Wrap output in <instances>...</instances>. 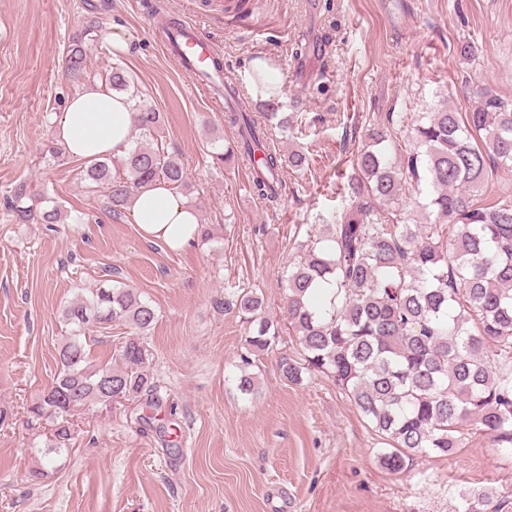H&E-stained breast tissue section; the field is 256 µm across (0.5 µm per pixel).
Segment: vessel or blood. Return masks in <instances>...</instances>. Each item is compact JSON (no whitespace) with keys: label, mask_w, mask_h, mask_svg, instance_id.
I'll return each mask as SVG.
<instances>
[{"label":"vessel or blood","mask_w":512,"mask_h":512,"mask_svg":"<svg viewBox=\"0 0 512 512\" xmlns=\"http://www.w3.org/2000/svg\"><path fill=\"white\" fill-rule=\"evenodd\" d=\"M162 47L178 68L207 86L211 92H218L222 72L210 40L196 26L191 25L184 32L164 36Z\"/></svg>","instance_id":"obj_1"}]
</instances>
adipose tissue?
I'll return each instance as SVG.
<instances>
[{
    "mask_svg": "<svg viewBox=\"0 0 512 512\" xmlns=\"http://www.w3.org/2000/svg\"><path fill=\"white\" fill-rule=\"evenodd\" d=\"M132 124L131 103L99 87L68 99L55 120L54 135L71 157L91 161L123 155ZM131 215L141 238L169 250L183 251L198 239L197 211L168 184L158 183L139 194Z\"/></svg>",
    "mask_w": 512,
    "mask_h": 512,
    "instance_id": "ef3b65f1",
    "label": "adipose tissue"
}]
</instances>
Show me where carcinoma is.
<instances>
[{
    "mask_svg": "<svg viewBox=\"0 0 512 512\" xmlns=\"http://www.w3.org/2000/svg\"><path fill=\"white\" fill-rule=\"evenodd\" d=\"M97 32L90 25L68 46L66 72L77 83L86 74V43ZM102 86L133 101L135 138L123 156L86 163L82 182L105 193L116 217L158 181L188 193L183 163L154 139L161 114L134 89L129 71L112 64ZM278 106L265 101L262 123L250 112L227 115L237 128L236 153L262 150L252 188L271 205L279 202L284 169L306 164L304 153L267 144L265 123L278 118L288 128ZM412 132L417 149L397 161L387 135L370 134L343 205L317 238L300 244L299 259L286 270L283 303L300 351L278 360L290 383L316 374L332 379L371 426L383 445L379 463L392 473L422 456L454 454L474 426L512 453V197L479 200L488 160L512 166V103L485 89L466 115L447 107L424 112ZM406 183L426 192L425 224L406 219ZM10 211L18 224L62 219L56 201L24 189ZM263 307L256 289L242 290L232 303L249 325L238 377L247 396L256 394L247 368L280 339V322ZM61 317L68 336L57 349V373L30 407L32 417L53 423L51 438L35 445L42 458L36 478L69 453L73 411L109 399L139 401L155 388L143 341L157 319L149 300L102 286L81 293ZM114 324L130 329L115 364L91 363L86 330ZM489 501L487 494H465L460 512H486Z\"/></svg>",
    "mask_w": 512,
    "mask_h": 512,
    "instance_id": "obj_1",
    "label": "carcinoma"
}]
</instances>
